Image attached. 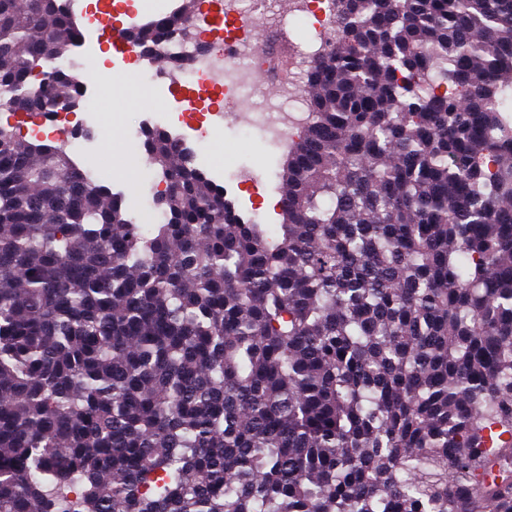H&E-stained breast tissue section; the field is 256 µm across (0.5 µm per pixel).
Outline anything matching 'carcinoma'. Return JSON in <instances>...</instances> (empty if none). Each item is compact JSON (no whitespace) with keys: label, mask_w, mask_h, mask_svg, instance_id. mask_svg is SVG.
Listing matches in <instances>:
<instances>
[{"label":"carcinoma","mask_w":512,"mask_h":512,"mask_svg":"<svg viewBox=\"0 0 512 512\" xmlns=\"http://www.w3.org/2000/svg\"><path fill=\"white\" fill-rule=\"evenodd\" d=\"M331 22L276 226L162 130L144 230L0 124V512H512V0ZM80 32L0 0V112L80 109Z\"/></svg>","instance_id":"1"}]
</instances>
